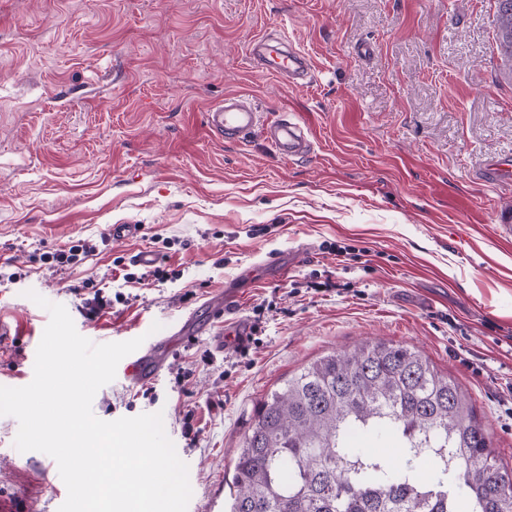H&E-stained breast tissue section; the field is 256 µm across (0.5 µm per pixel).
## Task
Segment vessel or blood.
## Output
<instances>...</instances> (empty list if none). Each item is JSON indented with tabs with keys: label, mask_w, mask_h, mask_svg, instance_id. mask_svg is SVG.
I'll return each mask as SVG.
<instances>
[{
	"label": "vessel or blood",
	"mask_w": 512,
	"mask_h": 512,
	"mask_svg": "<svg viewBox=\"0 0 512 512\" xmlns=\"http://www.w3.org/2000/svg\"><path fill=\"white\" fill-rule=\"evenodd\" d=\"M248 56L254 66L283 83L304 85L310 81V60L287 40L273 43L266 36H257L249 44ZM204 117L209 130L227 140H240L260 132L272 151L286 160L302 156L311 148L309 132L297 117L284 112L275 119H264L252 97L241 92L226 93L222 100L207 107ZM173 349V341L149 337L147 346L127 357L126 381L135 387L155 381Z\"/></svg>",
	"instance_id": "vessel-or-blood-1"
}]
</instances>
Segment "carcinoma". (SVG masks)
Masks as SVG:
<instances>
[{
	"instance_id": "1",
	"label": "carcinoma",
	"mask_w": 512,
	"mask_h": 512,
	"mask_svg": "<svg viewBox=\"0 0 512 512\" xmlns=\"http://www.w3.org/2000/svg\"><path fill=\"white\" fill-rule=\"evenodd\" d=\"M495 44L512 74V0ZM392 437L398 457L355 448ZM434 459L426 476L420 460ZM512 512V467L451 376L383 341L326 355L256 407L238 449L228 512Z\"/></svg>"
}]
</instances>
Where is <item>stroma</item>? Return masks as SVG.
<instances>
[{
    "instance_id": "obj_1",
    "label": "stroma",
    "mask_w": 512,
    "mask_h": 512,
    "mask_svg": "<svg viewBox=\"0 0 512 512\" xmlns=\"http://www.w3.org/2000/svg\"><path fill=\"white\" fill-rule=\"evenodd\" d=\"M492 0H0V386L34 374L31 342L64 305L94 343L195 314L200 331L158 381L122 377L92 410L162 412L189 470L187 512H224L256 404L325 355L381 340L418 351L471 397L512 466V79ZM287 34L310 87L253 68L250 41ZM249 93L294 112L311 152L206 129V107ZM137 224V239H112ZM166 277H143L141 248ZM63 250L71 260L60 259ZM141 275L124 282V273ZM239 305L213 319L223 288ZM248 342L214 351L238 321ZM0 416V495L58 512L41 452Z\"/></svg>"
}]
</instances>
